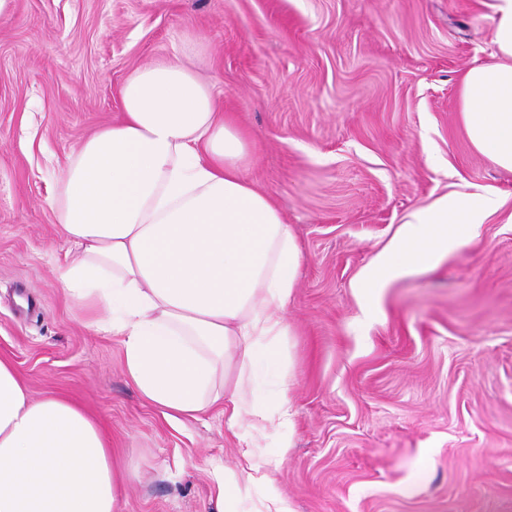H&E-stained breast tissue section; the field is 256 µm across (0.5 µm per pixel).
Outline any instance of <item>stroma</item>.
Wrapping results in <instances>:
<instances>
[{
	"mask_svg": "<svg viewBox=\"0 0 512 512\" xmlns=\"http://www.w3.org/2000/svg\"><path fill=\"white\" fill-rule=\"evenodd\" d=\"M479 0H13L0 19V357L79 402L125 474L119 512H512V172L461 125L487 59ZM181 58L248 135L247 175L301 245L288 306L292 446L266 483L220 409L179 422L138 393L119 337L86 327L50 206L139 67ZM438 166H430L429 158ZM497 190L502 209L363 319L354 283L412 210ZM237 481L229 495L224 483Z\"/></svg>",
	"mask_w": 512,
	"mask_h": 512,
	"instance_id": "obj_1",
	"label": "stroma"
}]
</instances>
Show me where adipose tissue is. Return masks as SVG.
Returning a JSON list of instances; mask_svg holds the SVG:
<instances>
[{"label":"adipose tissue","mask_w":512,"mask_h":512,"mask_svg":"<svg viewBox=\"0 0 512 512\" xmlns=\"http://www.w3.org/2000/svg\"><path fill=\"white\" fill-rule=\"evenodd\" d=\"M494 50L470 67L458 112L472 146L512 171V0H480ZM122 116L71 159L56 202L75 260L57 265L96 332L120 337L127 375L166 417L220 406L230 430L290 425L288 305L301 247L246 174L248 139L181 60L136 69ZM502 205L497 191L413 211L356 283L370 313L388 282L428 269ZM120 476L96 422L65 397L31 398L0 358V512H117Z\"/></svg>","instance_id":"ef3b65f1"}]
</instances>
